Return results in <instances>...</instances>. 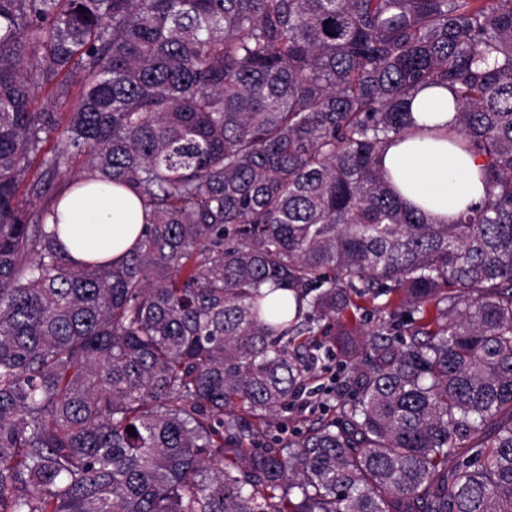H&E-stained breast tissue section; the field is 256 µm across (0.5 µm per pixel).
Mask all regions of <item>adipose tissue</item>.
<instances>
[{"instance_id": "obj_1", "label": "adipose tissue", "mask_w": 512, "mask_h": 512, "mask_svg": "<svg viewBox=\"0 0 512 512\" xmlns=\"http://www.w3.org/2000/svg\"><path fill=\"white\" fill-rule=\"evenodd\" d=\"M447 90L418 95L412 106L417 123L443 125L455 111ZM383 166L401 198L435 224L454 223L467 206L480 202L481 161L437 137H409L390 145ZM59 240L77 261L117 264L125 260L142 231V207L129 191H98L96 184L66 194L58 206Z\"/></svg>"}]
</instances>
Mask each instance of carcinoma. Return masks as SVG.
Listing matches in <instances>:
<instances>
[{
	"label": "carcinoma",
	"mask_w": 512,
	"mask_h": 512,
	"mask_svg": "<svg viewBox=\"0 0 512 512\" xmlns=\"http://www.w3.org/2000/svg\"><path fill=\"white\" fill-rule=\"evenodd\" d=\"M432 88L453 224L381 164ZM90 181L119 265L47 231ZM326 343L336 419L245 447ZM0 512H512V0H0ZM451 100V95L445 89L423 91L412 106L414 120L418 124L431 126L448 124L455 115L452 105H448ZM59 240L76 261L118 264L142 231L140 201L123 188L100 193L97 185L66 194L58 206Z\"/></svg>",
	"instance_id": "obj_1"
}]
</instances>
